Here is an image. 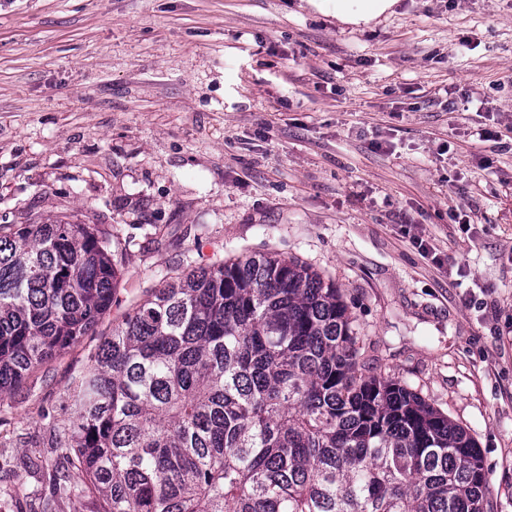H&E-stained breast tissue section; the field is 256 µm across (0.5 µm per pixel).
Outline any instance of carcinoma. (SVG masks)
<instances>
[{
	"mask_svg": "<svg viewBox=\"0 0 512 512\" xmlns=\"http://www.w3.org/2000/svg\"><path fill=\"white\" fill-rule=\"evenodd\" d=\"M120 246L82 221L0 225V394L111 311ZM361 350L298 260L171 276L68 390L50 489L77 512H488L474 439Z\"/></svg>",
	"mask_w": 512,
	"mask_h": 512,
	"instance_id": "obj_1",
	"label": "carcinoma"
}]
</instances>
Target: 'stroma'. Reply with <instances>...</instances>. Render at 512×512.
<instances>
[{
    "label": "stroma",
    "instance_id": "stroma-1",
    "mask_svg": "<svg viewBox=\"0 0 512 512\" xmlns=\"http://www.w3.org/2000/svg\"><path fill=\"white\" fill-rule=\"evenodd\" d=\"M486 139H478V130ZM129 241L112 309L0 396V512L38 497L49 416L167 274L275 252L335 282L373 371L475 439L512 512V0H0V224ZM318 11L331 10L336 20L355 27L377 24L395 12L398 0H305Z\"/></svg>",
    "mask_w": 512,
    "mask_h": 512
}]
</instances>
